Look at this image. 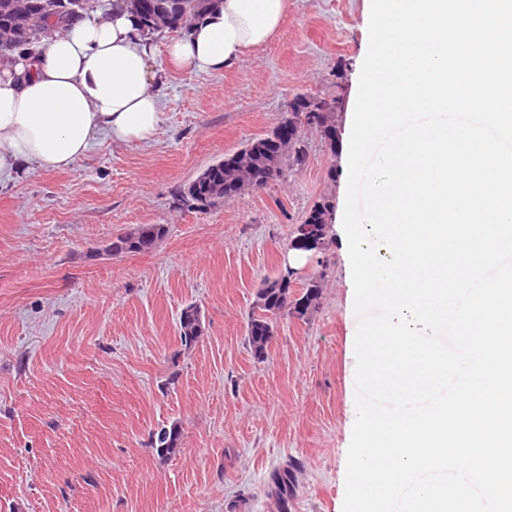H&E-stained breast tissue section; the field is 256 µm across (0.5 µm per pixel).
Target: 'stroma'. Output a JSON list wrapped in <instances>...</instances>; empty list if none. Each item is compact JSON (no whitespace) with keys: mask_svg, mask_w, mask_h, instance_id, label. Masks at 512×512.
Segmentation results:
<instances>
[{"mask_svg":"<svg viewBox=\"0 0 512 512\" xmlns=\"http://www.w3.org/2000/svg\"><path fill=\"white\" fill-rule=\"evenodd\" d=\"M370 0H295L264 47L232 69L166 68L149 42L162 122L141 142L100 136L70 168L0 178V512H279L275 470L295 465L289 512H342L358 320L341 239L306 257L318 308L278 319L254 359L257 288L288 261L295 224L321 198L344 211L349 131ZM303 95L340 100L337 145L306 131L307 161L200 212L177 200L208 165L265 136ZM144 224L165 236L115 256ZM206 331L182 345L179 316ZM178 423L159 458L152 432ZM165 233V225H142L133 232L117 236L109 244L107 250L112 255L147 253L155 247L157 242L164 237ZM204 329L199 307L193 303L184 307L179 319L181 343L192 347L202 337ZM182 430L178 423L162 427L151 435V447L159 458H167L179 451Z\"/></svg>","mask_w":512,"mask_h":512,"instance_id":"35a3bbf8","label":"stroma"}]
</instances>
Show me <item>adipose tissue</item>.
I'll use <instances>...</instances> for the list:
<instances>
[{
    "label": "adipose tissue",
    "mask_w": 512,
    "mask_h": 512,
    "mask_svg": "<svg viewBox=\"0 0 512 512\" xmlns=\"http://www.w3.org/2000/svg\"><path fill=\"white\" fill-rule=\"evenodd\" d=\"M123 2L113 0L108 20L72 19L32 54L0 55V176L29 163L69 168L103 133L118 142L155 135L162 112L151 90L152 48ZM288 2L221 0L169 43L171 68H233L270 40Z\"/></svg>",
    "instance_id": "obj_1"
}]
</instances>
